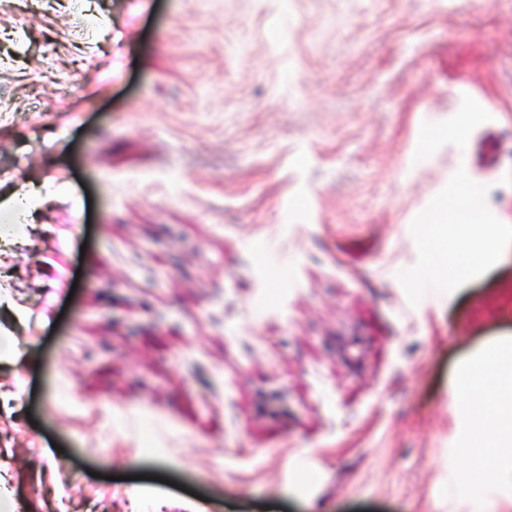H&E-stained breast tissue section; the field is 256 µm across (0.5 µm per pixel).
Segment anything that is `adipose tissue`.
<instances>
[{
	"label": "adipose tissue",
	"mask_w": 512,
	"mask_h": 512,
	"mask_svg": "<svg viewBox=\"0 0 512 512\" xmlns=\"http://www.w3.org/2000/svg\"><path fill=\"white\" fill-rule=\"evenodd\" d=\"M448 274L456 276L476 263L495 258L499 235L472 224L452 225L448 234ZM455 398L462 410L463 429L456 452L469 459L457 482L483 490L490 474L512 477V344L484 352L466 371Z\"/></svg>",
	"instance_id": "adipose-tissue-1"
}]
</instances>
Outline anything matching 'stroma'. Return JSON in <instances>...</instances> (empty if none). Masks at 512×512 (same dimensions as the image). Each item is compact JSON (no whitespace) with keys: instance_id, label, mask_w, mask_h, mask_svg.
I'll use <instances>...</instances> for the list:
<instances>
[{"instance_id":"35a3bbf8","label":"stroma","mask_w":512,"mask_h":512,"mask_svg":"<svg viewBox=\"0 0 512 512\" xmlns=\"http://www.w3.org/2000/svg\"><path fill=\"white\" fill-rule=\"evenodd\" d=\"M465 185L504 247L452 279ZM32 188L17 512H484L453 394L512 342V0H0Z\"/></svg>"}]
</instances>
